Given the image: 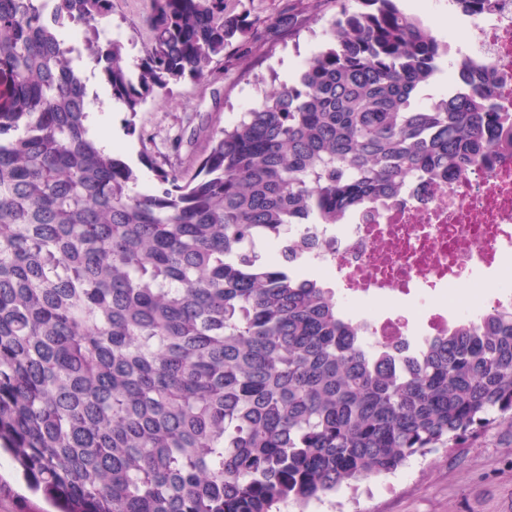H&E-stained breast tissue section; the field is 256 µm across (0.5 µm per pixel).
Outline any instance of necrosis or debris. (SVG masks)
<instances>
[{
  "label": "necrosis or debris",
  "instance_id": "4bbe7bcc",
  "mask_svg": "<svg viewBox=\"0 0 512 512\" xmlns=\"http://www.w3.org/2000/svg\"><path fill=\"white\" fill-rule=\"evenodd\" d=\"M463 54L491 65L495 103L512 113V0L470 16ZM294 236L312 243L302 269L335 288L371 344L443 335L451 322L512 305V154L404 189L346 224L295 225Z\"/></svg>",
  "mask_w": 512,
  "mask_h": 512
}]
</instances>
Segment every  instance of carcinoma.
Masks as SVG:
<instances>
[{
	"instance_id": "obj_1",
	"label": "carcinoma",
	"mask_w": 512,
	"mask_h": 512,
	"mask_svg": "<svg viewBox=\"0 0 512 512\" xmlns=\"http://www.w3.org/2000/svg\"><path fill=\"white\" fill-rule=\"evenodd\" d=\"M314 0L326 41L296 78L213 127L157 187L85 125L84 61L131 113L262 61L224 0H147L140 62L100 38L112 0H0V448L61 512H278L512 429V308L405 350L371 346L336 291L275 243L338 224L415 177L512 146L491 69L420 104L448 43L396 0Z\"/></svg>"
}]
</instances>
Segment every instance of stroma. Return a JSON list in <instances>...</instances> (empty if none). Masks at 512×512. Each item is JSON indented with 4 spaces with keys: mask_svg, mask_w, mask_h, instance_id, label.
<instances>
[{
    "mask_svg": "<svg viewBox=\"0 0 512 512\" xmlns=\"http://www.w3.org/2000/svg\"><path fill=\"white\" fill-rule=\"evenodd\" d=\"M225 5L229 12L252 19L275 16L287 7L302 25L296 38L279 39L260 65L244 59L216 73L208 86L189 81L175 85L166 100L149 102L134 114L112 101L100 77L89 80L92 109L99 112L106 130L118 134L119 156L138 175L136 191L153 188L152 162L184 161L189 152L204 153L213 123L238 121L265 89L291 81L299 61L324 40V24L306 10V0H226ZM145 13V0H113L111 25L132 41L133 58L147 40ZM131 125L136 128L132 136L127 133ZM193 128L200 131L195 147L179 145L183 130ZM303 512H512V431L492 424L463 449L413 457L395 473L367 481L358 492L339 490Z\"/></svg>",
    "mask_w": 512,
    "mask_h": 512,
    "instance_id": "obj_1",
    "label": "stroma"
}]
</instances>
